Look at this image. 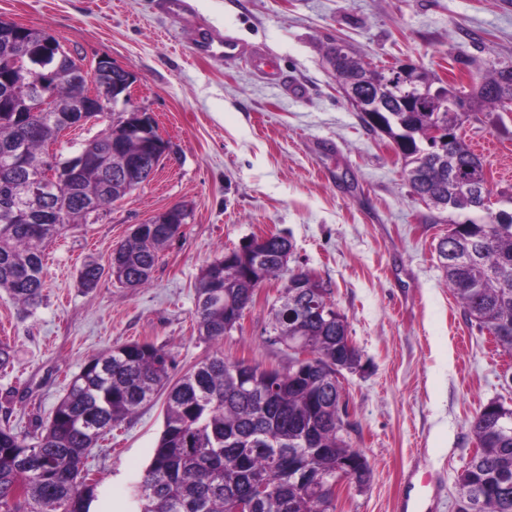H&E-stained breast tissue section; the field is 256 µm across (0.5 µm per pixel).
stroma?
<instances>
[{
    "label": "stroma",
    "mask_w": 512,
    "mask_h": 512,
    "mask_svg": "<svg viewBox=\"0 0 512 512\" xmlns=\"http://www.w3.org/2000/svg\"><path fill=\"white\" fill-rule=\"evenodd\" d=\"M160 0H0V18L50 31L85 62L100 57L137 77L132 102L151 113L172 153L154 178L102 220L67 227L45 251L40 306L25 311L0 290V415L18 431L45 423L84 363L131 342L165 346L173 378L213 353L284 366L265 330L281 280L256 291L239 326L200 339L193 311L201 270L253 236L280 233L289 267L310 271L347 318L361 355L346 374V439L366 457L365 488L347 486L336 512H399L404 478L429 473L433 512H456V482L473 455L470 422L498 399L512 356L464 317L435 247L449 213L430 223L401 178L384 136L367 131L324 61L330 39L383 67L411 60L467 90L512 65V0H189L190 20ZM234 39L238 58L197 54L193 28ZM268 56L272 74L256 72ZM461 133L479 154L496 208L512 196V111L472 113ZM188 210L141 288L102 279L86 291L78 271L107 264L135 226L173 204ZM163 430V405L115 428L87 465L98 483L92 512H137L132 490Z\"/></svg>",
    "instance_id": "1"
}]
</instances>
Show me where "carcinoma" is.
Returning <instances> with one entry per match:
<instances>
[{"label":"carcinoma","mask_w":512,"mask_h":512,"mask_svg":"<svg viewBox=\"0 0 512 512\" xmlns=\"http://www.w3.org/2000/svg\"><path fill=\"white\" fill-rule=\"evenodd\" d=\"M32 43L24 36L0 38V64L22 59L33 67ZM78 71L70 53L54 57L47 68ZM336 83L357 84L368 103L379 105L378 126L359 115L371 132L382 130L397 142L401 177L412 195L428 209L459 216L452 235L437 247L445 281L466 320L487 331L501 350L512 355V211L502 210L498 222L487 219L480 200L455 190V182L483 181L481 159L458 137L436 148L427 131L436 124L460 130V112L442 110L434 100L413 102L406 111L404 96L390 68L364 62L349 50L333 69ZM512 82V66L483 77L485 93L475 109H507L497 90ZM83 90L60 76L52 93L66 105ZM34 97L30 73L9 83L0 81V290L25 310L34 309L45 286V247L61 231L107 214L125 198V188L104 176L120 162L112 155V113L100 133L79 144L77 152L91 163L80 184L42 199L33 220H15L17 190L48 146L69 129L54 112H18ZM182 225H145L142 233L113 248L108 267L85 263L79 284L90 290L104 276L127 288L147 284L159 253L181 234ZM292 243L276 234L256 242V250L222 253L202 269L193 311L199 337L219 341L242 318L256 289L266 280L281 279L286 287L272 305L269 343L295 339L313 355V373L298 384L289 382L296 356L288 365L267 370L214 353L176 382H171L172 357L164 346L132 342L114 346L88 360L74 375L51 420L34 432L0 424V512H91L98 482L89 477L86 459L112 429L135 416L165 393L164 426L149 464L135 489L139 512H231L246 501L251 512H335L328 481L303 482L288 474L289 455L300 456L310 471L326 476L336 464L365 456L350 447L341 431V397L330 378L336 355L360 356L347 346V323L312 318L298 308L296 292L335 310L329 289L302 269H290L279 254ZM466 256L457 263L454 258ZM480 447L464 466L457 485L474 499L471 512H512V407L495 410L483 405L471 422ZM494 501L482 500L484 489Z\"/></svg>","instance_id":"cac0c4a2"}]
</instances>
